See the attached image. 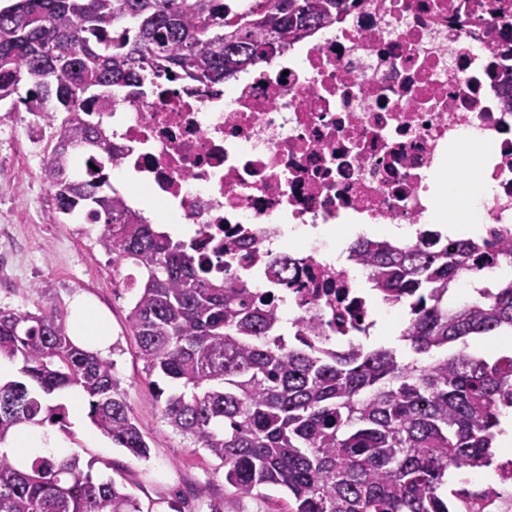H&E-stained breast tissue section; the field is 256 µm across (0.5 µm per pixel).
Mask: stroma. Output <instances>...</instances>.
<instances>
[{"label": "stroma", "instance_id": "35a3bbf8", "mask_svg": "<svg viewBox=\"0 0 512 512\" xmlns=\"http://www.w3.org/2000/svg\"><path fill=\"white\" fill-rule=\"evenodd\" d=\"M32 128V116L23 111L12 113L0 132V307L56 309L70 322L73 302L82 299L103 315L112 330L116 375L150 445L149 459L138 460L109 437L90 442L86 434L93 425L84 415L57 429L67 454L90 466L94 479L123 486L142 512H210V502L224 496V469L164 419L127 322L137 291L98 246L101 225L58 220Z\"/></svg>", "mask_w": 512, "mask_h": 512}]
</instances>
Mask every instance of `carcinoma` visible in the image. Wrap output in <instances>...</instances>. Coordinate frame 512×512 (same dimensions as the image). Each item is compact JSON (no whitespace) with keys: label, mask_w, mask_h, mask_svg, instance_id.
Masks as SVG:
<instances>
[{"label":"carcinoma","mask_w":512,"mask_h":512,"mask_svg":"<svg viewBox=\"0 0 512 512\" xmlns=\"http://www.w3.org/2000/svg\"><path fill=\"white\" fill-rule=\"evenodd\" d=\"M352 0H255L237 18L224 0H10L0 6V102L39 116L44 172L56 211L103 225L97 244L141 280L128 322L148 382L172 429L224 466L229 492L211 512L265 490L285 512H477L482 492L448 486V471L496 465L494 439L512 388V356L491 360L474 338L512 332V278L449 303L484 240L451 249L359 241L372 291L405 304L395 347L326 336L316 316L288 338L274 303L240 279L214 278L184 244L125 207L102 161L112 142L96 113L112 89L188 77L222 83L336 22ZM50 135H45V130ZM86 157L80 176L74 167ZM0 356L21 378L0 383V441L16 425L62 424L48 404L82 392L92 424L132 457L150 446L120 389L115 363L76 345L64 317L0 308ZM0 512H141L113 480L96 483L74 458L37 456L21 468L0 454Z\"/></svg>","instance_id":"cac0c4a2"}]
</instances>
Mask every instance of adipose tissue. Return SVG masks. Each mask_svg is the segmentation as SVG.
I'll list each match as a JSON object with an SVG mask.
<instances>
[{"mask_svg":"<svg viewBox=\"0 0 512 512\" xmlns=\"http://www.w3.org/2000/svg\"><path fill=\"white\" fill-rule=\"evenodd\" d=\"M480 141L479 132H471L449 155L448 179L441 182L437 198L429 202L428 223L446 226L453 234L484 235L485 227L477 223L474 206L492 199L497 185L486 168ZM62 448L55 434L40 432L28 424L17 425L0 442V453L23 462L35 454H59Z\"/></svg>","mask_w":512,"mask_h":512,"instance_id":"ef3b65f1","label":"adipose tissue"}]
</instances>
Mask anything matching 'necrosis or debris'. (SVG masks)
Here are the masks:
<instances>
[{"instance_id":"4bbe7bcc","label":"necrosis or debris","mask_w":512,"mask_h":512,"mask_svg":"<svg viewBox=\"0 0 512 512\" xmlns=\"http://www.w3.org/2000/svg\"><path fill=\"white\" fill-rule=\"evenodd\" d=\"M512 0H356L336 24L232 85L180 78L112 92L100 120L111 170L132 175L134 210L159 208L188 245L275 296L282 319L318 314L376 324L398 304L370 300L369 271L336 258L333 228L357 217L372 239L422 224L439 151L483 136L498 191L490 254L512 240ZM286 266V281L271 268Z\"/></svg>"}]
</instances>
